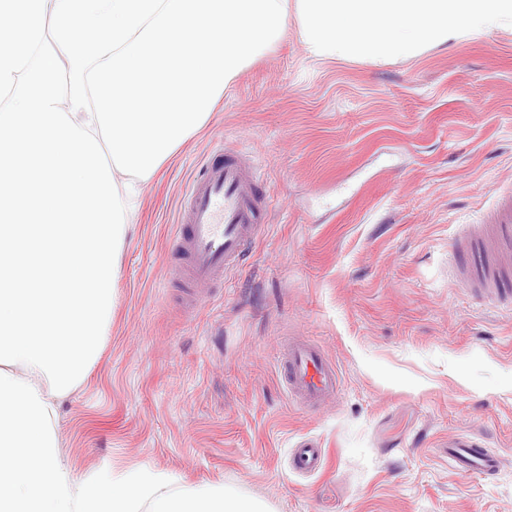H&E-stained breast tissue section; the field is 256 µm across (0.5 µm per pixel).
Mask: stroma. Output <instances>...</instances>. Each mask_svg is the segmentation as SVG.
I'll use <instances>...</instances> for the list:
<instances>
[{"label":"stroma","mask_w":512,"mask_h":512,"mask_svg":"<svg viewBox=\"0 0 512 512\" xmlns=\"http://www.w3.org/2000/svg\"><path fill=\"white\" fill-rule=\"evenodd\" d=\"M224 145L252 158L270 205L194 304L179 208ZM510 192L512 29L374 63L311 55L289 22L126 193L112 326L60 405L62 455L81 477L143 469L269 512H512V302L458 281L452 253ZM294 341L336 366L324 407L288 393ZM462 437L500 469H455ZM309 440L323 465L295 473Z\"/></svg>","instance_id":"obj_1"}]
</instances>
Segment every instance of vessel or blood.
<instances>
[{"mask_svg":"<svg viewBox=\"0 0 512 512\" xmlns=\"http://www.w3.org/2000/svg\"><path fill=\"white\" fill-rule=\"evenodd\" d=\"M264 210L261 179L252 163L234 150L217 153L197 172L183 196L184 231L177 241L190 258L188 273L196 298L244 260L247 246L257 234ZM476 239L490 238L496 254L512 262V196L506 197L487 222L474 230ZM282 360L288 392L306 407H319L334 395L335 366L319 348L305 342L286 345ZM448 457L465 473L485 474L500 466L496 456L477 442L449 444ZM323 453L310 442L293 449L295 471L321 468Z\"/></svg>","mask_w":512,"mask_h":512,"instance_id":"obj_1","label":"vessel or blood"}]
</instances>
